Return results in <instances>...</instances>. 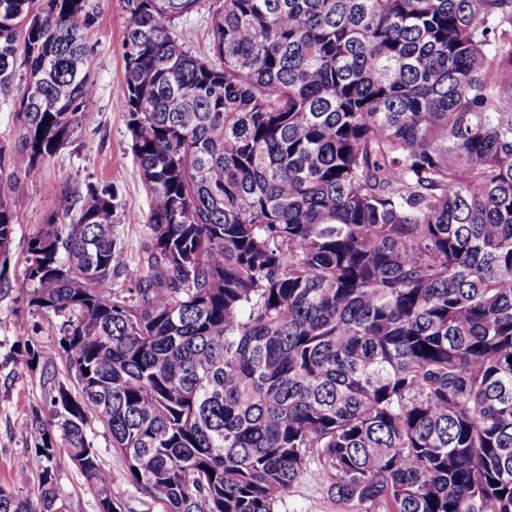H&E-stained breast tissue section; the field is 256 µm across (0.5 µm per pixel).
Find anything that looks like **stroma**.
<instances>
[{
  "label": "stroma",
  "instance_id": "stroma-1",
  "mask_svg": "<svg viewBox=\"0 0 512 512\" xmlns=\"http://www.w3.org/2000/svg\"><path fill=\"white\" fill-rule=\"evenodd\" d=\"M99 19L89 35L94 52L92 72L96 92L88 108L96 121L78 128L71 141L45 160L39 180L25 182L12 195L10 206L16 231L9 248L6 275L10 291L0 293V487L18 494L32 493L37 479L33 472L17 467L28 446V429L34 419H50L52 385L39 372L18 364V352L34 344L40 364L57 382L79 395L75 370L59 344L63 319L51 312L31 310L22 302V271L28 242L48 218L69 220L68 202L84 191L87 183L112 186L116 200L113 234L127 261H135L150 241L147 225L149 202L141 182L138 162L123 112L115 105L114 92L124 77L123 41L127 15L120 0H100ZM99 452L101 465L112 474L111 492L123 512H163L162 505L136 490L123 460L112 449V437L99 422L87 428ZM57 489L67 512H97V498L65 451L55 460ZM277 512H352L350 506L327 492L317 463L292 484L278 502Z\"/></svg>",
  "mask_w": 512,
  "mask_h": 512
}]
</instances>
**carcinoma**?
I'll list each match as a JSON object with an SVG mask.
<instances>
[{"instance_id": "cac0c4a2", "label": "carcinoma", "mask_w": 512, "mask_h": 512, "mask_svg": "<svg viewBox=\"0 0 512 512\" xmlns=\"http://www.w3.org/2000/svg\"><path fill=\"white\" fill-rule=\"evenodd\" d=\"M203 1L211 59L174 35ZM123 2L150 243L127 270L89 184L23 270L67 316L74 466L110 488L92 416L165 512H276L312 457L357 512H512V0ZM97 3L0 0L1 258L9 197L93 123ZM30 442L0 512H58L57 440ZM13 98L12 94L4 96L0 93V146L5 164L18 145Z\"/></svg>"}]
</instances>
